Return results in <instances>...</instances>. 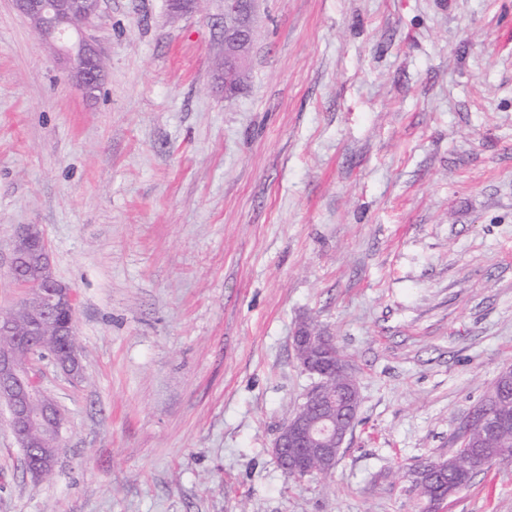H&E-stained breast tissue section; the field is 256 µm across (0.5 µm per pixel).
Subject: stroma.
<instances>
[{"label":"stroma","instance_id":"35a3bbf8","mask_svg":"<svg viewBox=\"0 0 512 512\" xmlns=\"http://www.w3.org/2000/svg\"><path fill=\"white\" fill-rule=\"evenodd\" d=\"M223 13L102 0L86 94L0 0V311L41 225L84 374L35 362L49 478L0 410V512H428L405 467L512 365V0H257L230 96ZM306 323L361 402L330 475L291 483ZM440 512H512V463Z\"/></svg>","mask_w":512,"mask_h":512}]
</instances>
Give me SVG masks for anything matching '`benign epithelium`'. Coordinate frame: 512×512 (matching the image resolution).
Returning <instances> with one entry per match:
<instances>
[{
  "label": "benign epithelium",
  "instance_id": "1",
  "mask_svg": "<svg viewBox=\"0 0 512 512\" xmlns=\"http://www.w3.org/2000/svg\"><path fill=\"white\" fill-rule=\"evenodd\" d=\"M19 12L36 33L54 45L68 61L75 85L93 91L103 72L102 58L93 47L91 23L101 0H14ZM251 7L243 0H224V93H233V77L243 67L249 52L248 20ZM10 274L28 289L22 303L0 314V403L8 409V425L24 454L25 468L36 478L55 471L61 452L64 421L54 401L41 388L31 363L32 355L47 350L57 367L70 379L83 377L75 328V297L71 288L60 282L52 268L51 255L43 230L38 224L18 228L12 243ZM331 336L298 332L293 336L296 357L303 371L316 377L302 406L317 404L322 416L297 413L282 427L273 443V454L284 461L286 451L301 448L306 470L312 459L327 468L336 466L349 428L336 426V418L357 408L359 394L344 392V400L332 398L329 383L349 369L336 358Z\"/></svg>",
  "mask_w": 512,
  "mask_h": 512
}]
</instances>
